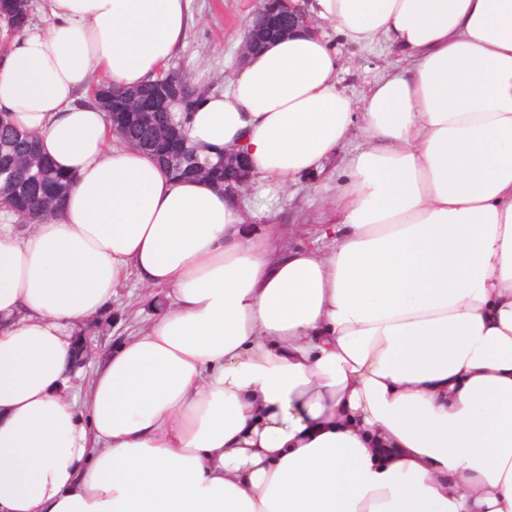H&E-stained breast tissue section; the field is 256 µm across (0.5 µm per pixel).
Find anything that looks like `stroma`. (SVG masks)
I'll return each instance as SVG.
<instances>
[{"mask_svg": "<svg viewBox=\"0 0 512 512\" xmlns=\"http://www.w3.org/2000/svg\"><path fill=\"white\" fill-rule=\"evenodd\" d=\"M258 6L259 0H191L194 24L184 46L170 61V69L210 85L212 90H221L238 64L240 38ZM321 31L335 42L343 61L341 85L353 97H362L380 73L399 63L396 54L347 45L331 24H322ZM340 169L339 160H331L318 177L285 188L253 179L239 202L246 224L255 233L271 235L276 255L322 246L321 236L331 219L328 199ZM166 304L165 291L132 279L125 281L112 297L111 321L96 317L85 333L97 352H106L126 337L141 334Z\"/></svg>", "mask_w": 512, "mask_h": 512, "instance_id": "1", "label": "stroma"}]
</instances>
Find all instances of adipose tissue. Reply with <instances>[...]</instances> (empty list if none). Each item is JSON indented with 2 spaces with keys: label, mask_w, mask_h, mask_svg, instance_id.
Listing matches in <instances>:
<instances>
[{
  "label": "adipose tissue",
  "mask_w": 512,
  "mask_h": 512,
  "mask_svg": "<svg viewBox=\"0 0 512 512\" xmlns=\"http://www.w3.org/2000/svg\"><path fill=\"white\" fill-rule=\"evenodd\" d=\"M189 3L0 19V112L73 178L0 224V512H512V0H310L195 108L191 144L279 186L359 128L328 246L276 259L80 100L154 79ZM319 21L401 66L352 97ZM131 275L167 306L77 391L79 332Z\"/></svg>",
  "instance_id": "ef3b65f1"
}]
</instances>
